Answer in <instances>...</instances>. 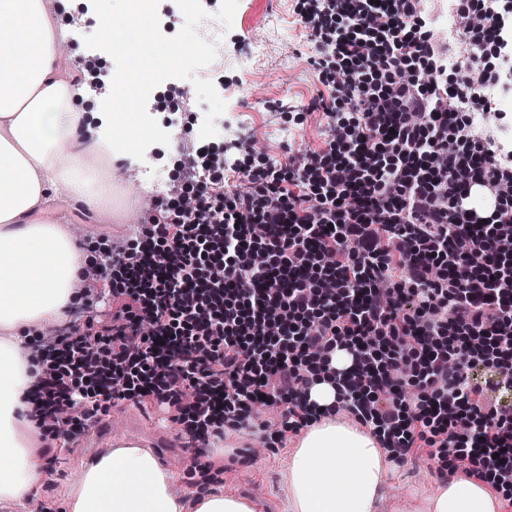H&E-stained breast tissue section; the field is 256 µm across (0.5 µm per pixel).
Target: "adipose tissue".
<instances>
[{
  "label": "adipose tissue",
  "mask_w": 512,
  "mask_h": 512,
  "mask_svg": "<svg viewBox=\"0 0 512 512\" xmlns=\"http://www.w3.org/2000/svg\"><path fill=\"white\" fill-rule=\"evenodd\" d=\"M59 37L48 0H0V502H22L42 480L40 431L25 396L40 367L22 354L23 339L43 324L63 320L74 301L82 267L95 258L55 224L30 215L42 211L59 187L88 206L108 209L115 193L113 161L140 137L125 112L130 75L94 105L92 143L75 153L86 116L74 105L82 86L61 65ZM123 136H113V129ZM307 400L320 416L298 434L288 464V512H376L392 469L382 438L332 410L339 404L333 377L320 375ZM174 474L139 443L123 441L83 462L69 494L68 512H258L250 499L221 489L186 504ZM490 482L466 477L442 481L417 512H501Z\"/></svg>",
  "instance_id": "ef3b65f1"
}]
</instances>
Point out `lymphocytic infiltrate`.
Returning a JSON list of instances; mask_svg holds the SVG:
<instances>
[{
  "label": "lymphocytic infiltrate",
  "mask_w": 512,
  "mask_h": 512,
  "mask_svg": "<svg viewBox=\"0 0 512 512\" xmlns=\"http://www.w3.org/2000/svg\"><path fill=\"white\" fill-rule=\"evenodd\" d=\"M450 7L512 65V12ZM299 16L328 89L311 104L326 149L242 170L226 192L190 165L155 218L81 272L82 328L40 331L61 363L30 390L34 415L67 442L133 397L204 438L289 430L341 348L346 409L392 459L420 441L450 473L512 487V414L472 402L468 376L480 362L512 382V143L468 131V106L490 105L484 74L465 59L463 88L442 82L453 42L423 0H305ZM477 188L489 211L470 206ZM96 283L116 305L105 318ZM104 359L105 381H75ZM264 401L287 420L262 419Z\"/></svg>",
  "instance_id": "1"
}]
</instances>
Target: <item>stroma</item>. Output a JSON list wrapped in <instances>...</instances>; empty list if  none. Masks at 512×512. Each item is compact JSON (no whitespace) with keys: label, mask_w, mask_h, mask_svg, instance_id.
Listing matches in <instances>:
<instances>
[{"label":"stroma","mask_w":512,"mask_h":512,"mask_svg":"<svg viewBox=\"0 0 512 512\" xmlns=\"http://www.w3.org/2000/svg\"><path fill=\"white\" fill-rule=\"evenodd\" d=\"M210 7L224 16V55L213 58L207 71H200L198 59L189 56L165 67L155 61L168 44L204 43V36L181 13V0H160V7L144 19L147 29L160 30V37L138 40L130 37L127 50L120 55H104L100 79L112 86L114 73L132 68H147L152 76L148 86L139 88L141 112L150 114L159 135L154 149L169 154L168 163L160 164L155 181L166 184L177 173L184 155L181 143H193L212 153L214 148L238 143L250 129L266 128L263 154L273 163L284 165L289 154L320 151L325 146L326 117L322 111H309V103L327 89L312 62V52L298 11L299 0H211ZM59 23L69 43L67 62L77 66L80 58L95 50L101 42L100 18L82 14L76 0L60 6ZM294 45L293 58H283L278 50L280 39ZM259 53L264 71L261 83L249 84L240 57ZM292 70L289 82H282V70ZM191 85L196 95L188 111L176 113L158 107L156 94L169 84ZM87 208L77 207L70 199H60L50 213L61 224H91L87 240L128 236L122 219L89 223ZM120 426L95 442L80 441L70 450L52 449L53 459L35 488V495L50 494L58 504H65L73 485L71 474L82 460L111 450L118 439H132L176 465L174 489L189 497L201 489L195 468L198 442L184 426L163 420L161 414L126 401L112 405ZM291 447L274 444L269 435L246 429L237 431L231 448L224 451V469L220 484L225 490L258 499L261 512H287L286 475ZM441 463L431 459L428 448L410 452L388 476L383 488L380 512H413L418 501L432 493L440 482Z\"/></svg>","instance_id":"obj_1"}]
</instances>
